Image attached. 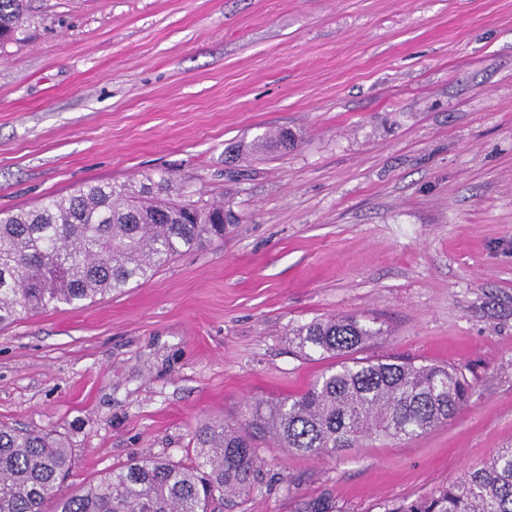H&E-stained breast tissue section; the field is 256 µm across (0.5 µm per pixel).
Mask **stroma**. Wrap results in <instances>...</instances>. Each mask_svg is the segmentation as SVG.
<instances>
[{"mask_svg": "<svg viewBox=\"0 0 512 512\" xmlns=\"http://www.w3.org/2000/svg\"><path fill=\"white\" fill-rule=\"evenodd\" d=\"M0 46V210L164 170L239 221L141 285L0 329V422L61 439L69 493L362 355L465 367L452 420L333 456L265 447L226 510L384 512L512 445V0H29ZM281 128L294 149L252 150Z\"/></svg>", "mask_w": 512, "mask_h": 512, "instance_id": "35a3bbf8", "label": "stroma"}]
</instances>
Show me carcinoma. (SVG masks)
Returning a JSON list of instances; mask_svg holds the SVG:
<instances>
[{"label":"carcinoma","instance_id":"1","mask_svg":"<svg viewBox=\"0 0 512 512\" xmlns=\"http://www.w3.org/2000/svg\"><path fill=\"white\" fill-rule=\"evenodd\" d=\"M26 0H0V45L17 40ZM289 131L254 140L258 152L295 143ZM172 177L147 174L139 187L84 183L20 210L0 211V326L74 306L150 280L174 257L224 237L237 216L223 201L172 197ZM299 352L333 360L295 397L255 399L235 422H209L184 462L131 459L73 495L59 486L72 465L60 440L0 424V512H207L259 480L258 442L301 455L333 454L371 439L427 433L472 396L459 366L395 357H356L378 332L354 316L291 330ZM385 512H512V446L467 468L429 495Z\"/></svg>","mask_w":512,"mask_h":512}]
</instances>
